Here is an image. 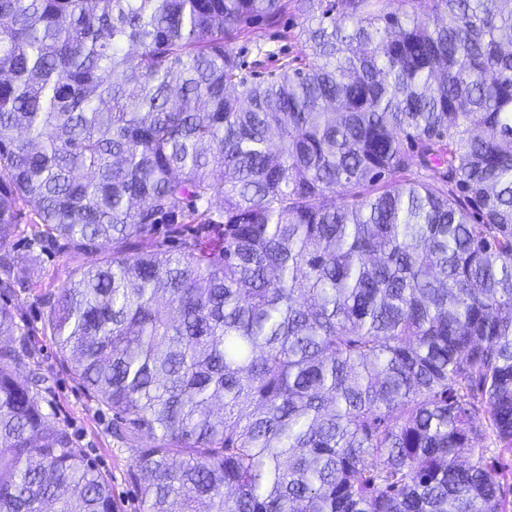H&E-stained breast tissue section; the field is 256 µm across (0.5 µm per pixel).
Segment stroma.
<instances>
[{"mask_svg": "<svg viewBox=\"0 0 512 512\" xmlns=\"http://www.w3.org/2000/svg\"><path fill=\"white\" fill-rule=\"evenodd\" d=\"M302 24V18L291 13L276 25L263 26L256 31V41L274 53L267 62L268 67H276L277 55L296 54L301 46L299 34ZM32 220L30 212H23L19 233L6 243L7 248L18 256L13 274L17 279L35 282L40 288L58 292L67 283L77 263L52 248H29L23 230ZM12 304L16 309L17 322L28 329L35 348L34 357L20 368V376L33 372L46 376V388L40 394V401L50 423L67 426L76 448L108 479L117 512H141L135 456L128 444L113 437L111 413L91 398L62 364L49 328L48 308L30 292L18 293Z\"/></svg>", "mask_w": 512, "mask_h": 512, "instance_id": "stroma-1", "label": "stroma"}]
</instances>
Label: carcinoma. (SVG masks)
<instances>
[{
	"label": "carcinoma",
	"instance_id": "obj_1",
	"mask_svg": "<svg viewBox=\"0 0 512 512\" xmlns=\"http://www.w3.org/2000/svg\"><path fill=\"white\" fill-rule=\"evenodd\" d=\"M24 207L90 258L38 297L143 512H512V0H0V246ZM16 264L0 512H116ZM303 19L298 14L288 12L281 18L275 26H261L254 33L255 41L264 46L266 50L276 53V55L266 62L268 70L276 67L278 58L284 56L283 52L288 53L290 57L294 56L301 47L299 34L302 29ZM11 305L16 309V321L29 330L35 348L34 357L20 368L19 375L40 372L46 376L47 389L39 397L50 414V423L67 426L76 448L108 479L117 512H142L135 456L129 449L136 447L112 436V414L91 398L62 364L48 324L49 309L34 292L18 293Z\"/></svg>",
	"mask_w": 512,
	"mask_h": 512
}]
</instances>
